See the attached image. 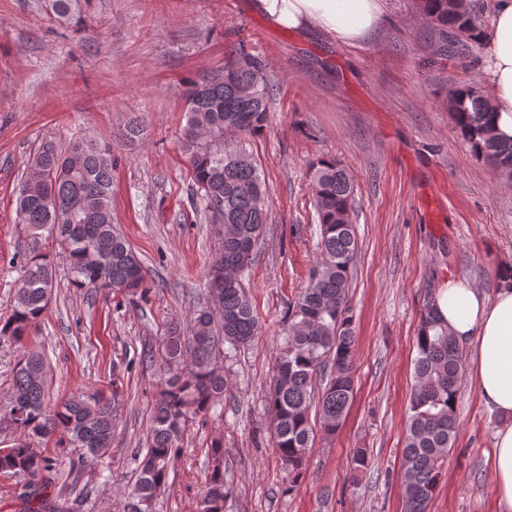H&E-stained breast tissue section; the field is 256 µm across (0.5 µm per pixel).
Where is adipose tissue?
<instances>
[{"mask_svg": "<svg viewBox=\"0 0 512 512\" xmlns=\"http://www.w3.org/2000/svg\"><path fill=\"white\" fill-rule=\"evenodd\" d=\"M253 6L274 29L316 33L351 46L376 29L385 12V0H254ZM485 39L494 127L507 140L512 138V0H494ZM436 306L467 350L486 407L509 420L496 433L491 476L498 512H512V289L490 297L467 281L449 279L436 292Z\"/></svg>", "mask_w": 512, "mask_h": 512, "instance_id": "ef3b65f1", "label": "adipose tissue"}]
</instances>
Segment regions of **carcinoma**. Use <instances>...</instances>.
<instances>
[{
  "mask_svg": "<svg viewBox=\"0 0 512 512\" xmlns=\"http://www.w3.org/2000/svg\"><path fill=\"white\" fill-rule=\"evenodd\" d=\"M430 43L451 39L441 56L469 62L482 29L473 5L464 13L455 0H420ZM84 0H50L55 17L82 23ZM452 120L472 154L512 182V141H503L490 122V105L480 91L450 92ZM183 149L191 191L204 219L215 225L218 249L206 270L212 305L197 311L186 326L169 324L156 340L141 344L140 363L161 373L149 409L147 447L137 448L136 482L124 493V512H152L154 501L180 458L183 436L196 424L222 415L224 345L244 346L258 333V319L244 283L269 221L267 188L245 152L224 134L254 137L263 132L269 112V87L259 58L240 53L224 70L190 82L184 92ZM112 147L75 138L66 149L43 143L31 172L19 187L20 222L36 235L46 231L62 250L79 288L120 292L130 300L150 293L143 265L112 216ZM313 202L318 217L320 259L308 283L289 304L288 334L277 349L267 405L273 447L292 483L300 481L317 434L333 437L353 399L355 330L348 299L349 276L358 242L351 217L354 184L349 170L334 158L312 164ZM54 288L51 256L32 250L13 296L12 312L0 324V341L17 343L42 319ZM436 290L428 289L415 344L417 357L402 450L405 484L403 512H427L454 447L455 412L462 349L437 313ZM45 354L28 350L17 361L9 397L0 403V421L20 440L0 448V476L22 480L23 512H66L47 497L57 473L68 468L78 481L85 467L112 447L117 399L99 391L82 392L50 404ZM328 373L320 392L313 382ZM320 431H315V425ZM71 449L60 460L43 442ZM207 469L199 512H224L232 488L224 468V439L206 445ZM365 448L352 452L349 479L356 483L370 467Z\"/></svg>",
  "mask_w": 512,
  "mask_h": 512,
  "instance_id": "carcinoma-1",
  "label": "carcinoma"
}]
</instances>
